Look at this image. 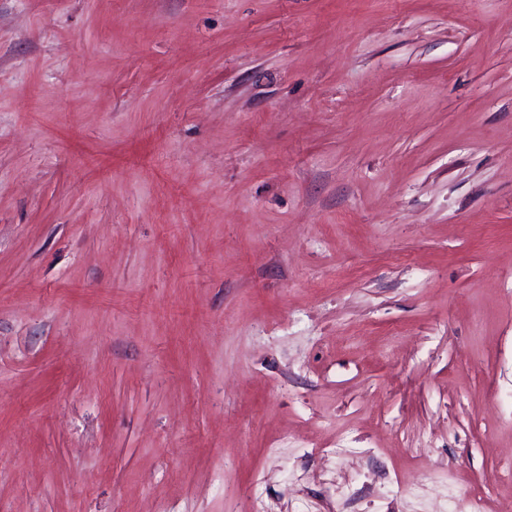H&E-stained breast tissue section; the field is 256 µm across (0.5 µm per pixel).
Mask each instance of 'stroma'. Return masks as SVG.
Returning a JSON list of instances; mask_svg holds the SVG:
<instances>
[{
  "label": "stroma",
  "instance_id": "obj_1",
  "mask_svg": "<svg viewBox=\"0 0 512 512\" xmlns=\"http://www.w3.org/2000/svg\"><path fill=\"white\" fill-rule=\"evenodd\" d=\"M512 507V0H0V512Z\"/></svg>",
  "mask_w": 512,
  "mask_h": 512
}]
</instances>
